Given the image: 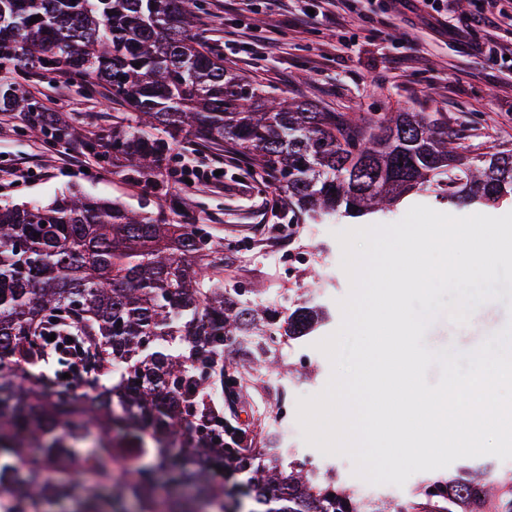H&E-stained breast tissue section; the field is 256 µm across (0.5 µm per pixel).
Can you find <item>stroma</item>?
<instances>
[{
    "label": "stroma",
    "instance_id": "35a3bbf8",
    "mask_svg": "<svg viewBox=\"0 0 512 512\" xmlns=\"http://www.w3.org/2000/svg\"><path fill=\"white\" fill-rule=\"evenodd\" d=\"M386 0H355L352 8L325 11L322 0H284L267 13L254 14L250 0H201L196 37L222 52L224 63L263 89L286 92L289 97L315 105L324 112H394L402 108L432 112L462 133L461 145L471 153L492 145L512 148V69L486 58L472 57L467 47L484 39L483 29H466L423 12L414 0L397 12H384ZM316 15L300 24L302 11ZM252 24L255 42L272 44L264 54L226 53L225 45L241 37L242 24ZM28 88L59 117L89 137L112 126L131 125L123 104L108 100L105 92L87 94L64 75L31 79ZM191 157L203 167L220 166L219 186L184 187L170 181V194L157 198L143 185L113 173L79 144L60 150L30 134L20 115L0 112V202L45 201L80 184L98 196L117 198L135 209L154 211L184 224L210 225L217 237L249 236L265 248L271 227L288 216L273 208V187L256 183L243 163L223 150L183 143L174 151L169 170ZM86 173H79V166ZM351 220H330L301 235L297 247L313 254L314 261L296 276L279 275L260 263L233 262L236 278L247 296L259 304L287 310L301 295L325 303L330 323L318 336L331 335L341 322L339 302L350 290L341 267L338 231L354 228ZM499 300L477 305L466 324H454L440 315L423 336L428 349L446 354L471 351L503 329L512 318V288L495 285ZM280 374L269 383L294 380L302 397L319 393L331 365L316 353L301 375H293L296 344L280 336L274 345Z\"/></svg>",
    "mask_w": 512,
    "mask_h": 512
}]
</instances>
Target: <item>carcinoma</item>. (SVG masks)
<instances>
[{
  "mask_svg": "<svg viewBox=\"0 0 512 512\" xmlns=\"http://www.w3.org/2000/svg\"><path fill=\"white\" fill-rule=\"evenodd\" d=\"M199 0H0V112H22L33 131L67 145L75 129L26 86V71L68 74L104 88L137 126L81 141L161 198L163 169L183 140L224 148L264 184L294 224L376 220L432 190L459 210L512 203V149L471 157L448 123L429 112L350 117L262 92L224 67L192 33ZM39 16L33 24L29 20ZM224 241L208 224H179L86 193L75 185L46 203L0 205V512H43L81 492L75 512H107L111 498L159 512L155 492L179 512H361L335 467L317 473L273 432L277 418L245 422L212 393L269 403L285 388L254 386L278 312L243 304ZM305 302L288 309V335H310L327 318ZM55 335V340L48 337ZM82 360L84 394L67 396L43 368ZM116 359L126 362L119 377ZM224 425V439L208 430ZM96 432L88 472L96 487L55 483L45 466L69 462ZM133 454L153 459L116 479ZM512 512V479L466 462L422 481L413 497L371 512Z\"/></svg>",
  "mask_w": 512,
  "mask_h": 512,
  "instance_id": "cac0c4a2",
  "label": "carcinoma"
}]
</instances>
